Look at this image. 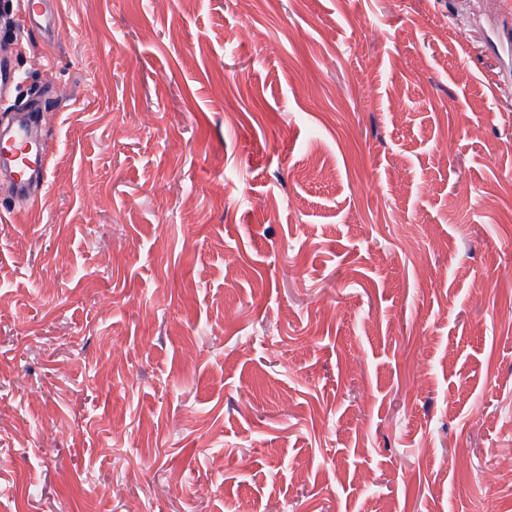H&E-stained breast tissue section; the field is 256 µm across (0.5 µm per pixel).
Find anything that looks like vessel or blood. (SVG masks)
I'll list each match as a JSON object with an SVG mask.
<instances>
[{
    "label": "vessel or blood",
    "mask_w": 512,
    "mask_h": 512,
    "mask_svg": "<svg viewBox=\"0 0 512 512\" xmlns=\"http://www.w3.org/2000/svg\"><path fill=\"white\" fill-rule=\"evenodd\" d=\"M35 117L20 114L14 131L0 135V174L8 176L15 195L33 201L34 189L44 188L49 149L34 133Z\"/></svg>",
    "instance_id": "b4317fda"
}]
</instances>
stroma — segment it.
I'll return each instance as SVG.
<instances>
[{
	"label": "stroma",
	"instance_id": "35a3bbf8",
	"mask_svg": "<svg viewBox=\"0 0 512 512\" xmlns=\"http://www.w3.org/2000/svg\"><path fill=\"white\" fill-rule=\"evenodd\" d=\"M42 11L0 512H512V0Z\"/></svg>",
	"mask_w": 512,
	"mask_h": 512
}]
</instances>
